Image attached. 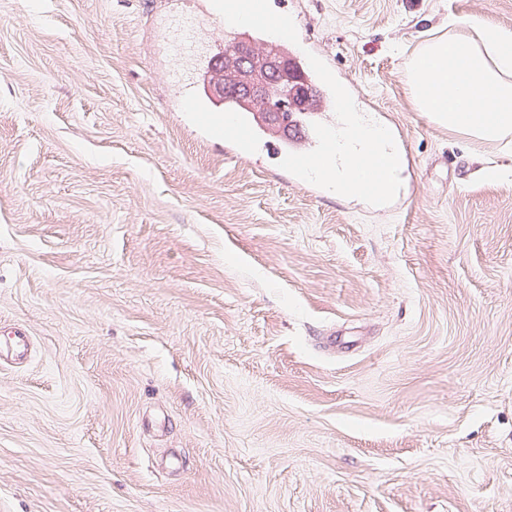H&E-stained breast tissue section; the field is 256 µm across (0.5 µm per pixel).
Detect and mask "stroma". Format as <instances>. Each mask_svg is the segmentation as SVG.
<instances>
[{
  "instance_id": "stroma-1",
  "label": "stroma",
  "mask_w": 512,
  "mask_h": 512,
  "mask_svg": "<svg viewBox=\"0 0 512 512\" xmlns=\"http://www.w3.org/2000/svg\"><path fill=\"white\" fill-rule=\"evenodd\" d=\"M405 167L390 197L173 105L199 0H0V512H512V152L405 71L512 0H269ZM166 49L173 55L190 54L194 50V44L191 36L179 23H175L170 27Z\"/></svg>"
}]
</instances>
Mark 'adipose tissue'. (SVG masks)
<instances>
[{
    "label": "adipose tissue",
    "mask_w": 512,
    "mask_h": 512,
    "mask_svg": "<svg viewBox=\"0 0 512 512\" xmlns=\"http://www.w3.org/2000/svg\"><path fill=\"white\" fill-rule=\"evenodd\" d=\"M407 84L417 109L438 125L485 144L512 137V31L467 22L425 42ZM335 137V166L312 177L342 195L383 197L396 189L401 158L383 128L352 110Z\"/></svg>",
    "instance_id": "adipose-tissue-1"
}]
</instances>
